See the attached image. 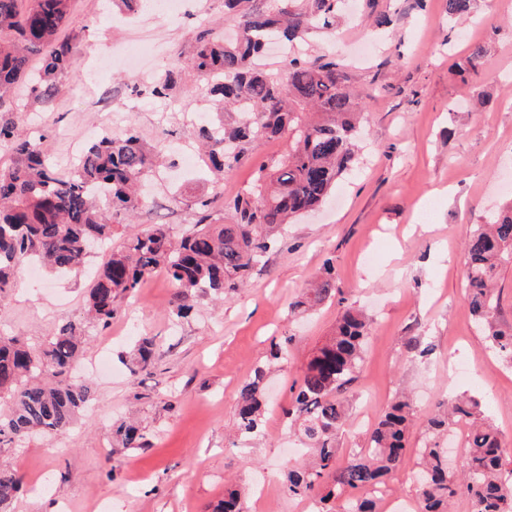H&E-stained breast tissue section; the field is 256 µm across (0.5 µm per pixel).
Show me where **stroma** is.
Returning a JSON list of instances; mask_svg holds the SVG:
<instances>
[{"mask_svg": "<svg viewBox=\"0 0 512 512\" xmlns=\"http://www.w3.org/2000/svg\"><path fill=\"white\" fill-rule=\"evenodd\" d=\"M164 15L158 2L125 25L112 0H72L64 35L78 74L62 77L52 111L25 100L11 118L43 132L41 148L63 174L94 127L117 136L132 122L145 141L165 140L168 152L145 182L136 227L165 224L179 237L192 231L190 204L199 197H215L214 222L229 223L233 199L288 141L250 144L221 178L201 160L182 167L180 150L193 132L186 115L210 109L203 82L184 72L182 89L167 100L144 88L174 52H192L202 26L223 31L224 0H188L174 25ZM383 15L388 25H376ZM311 41L341 66L346 85L371 93L358 164L321 207L285 227L231 298L199 297L188 318L174 319V288L158 272L122 303L109 328L89 329L77 371L91 380L94 399L77 425L0 449V464L23 482L10 512H209L230 482L246 490L244 512H304L302 500L285 493L284 473L312 450L281 408L340 307L331 300L293 318L288 305L327 262L344 297L370 318L361 377L347 393L342 458L367 445L359 413L379 416L401 393L413 398L417 421L411 450L386 483L396 502L416 499L406 474L417 466L436 404L463 393L481 397L512 447V368L475 323L461 264L475 225L512 203V0H473L459 20L449 18L446 0H351L335 32ZM475 44L485 63L473 70L467 60ZM100 262L92 257L64 277L20 273L0 296V332L36 346L80 318ZM142 337L156 344L147 372L133 355ZM275 339L286 341L287 355L269 373L262 429L236 437L239 389ZM414 339L428 347L426 357L411 358ZM463 363L471 374H456ZM132 411L148 447H122L113 433Z\"/></svg>", "mask_w": 512, "mask_h": 512, "instance_id": "1", "label": "stroma"}]
</instances>
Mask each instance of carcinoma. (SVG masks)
Segmentation results:
<instances>
[{
    "mask_svg": "<svg viewBox=\"0 0 512 512\" xmlns=\"http://www.w3.org/2000/svg\"><path fill=\"white\" fill-rule=\"evenodd\" d=\"M0 0V112L16 110V94L26 84L29 95L46 112L60 92L59 78L76 71L72 43L60 38L70 15V0ZM343 0H224V11L240 30L226 42L204 31L192 53L172 58L166 73L150 88L156 98L176 89L182 71L193 70L208 80L215 111L235 112V124L204 122L196 140L214 164L230 170L240 163L246 145L288 136V150L259 171L257 178L233 201L230 224L212 222V199L195 200V227L179 239L158 224L147 231L128 230L143 208L139 181L150 175L162 154L147 147L129 125L124 136L102 135L82 153L77 166L58 173L42 153L39 140L21 135L10 120L0 122V144L14 153L0 167V294L14 285L22 267L32 261L50 273L80 269L95 246L108 247L106 259L92 282L87 320L63 325L37 349L19 336L0 337V399L9 401L0 415V446L32 434L53 437L66 432L93 400L91 383L72 375L84 353L86 322L101 328L112 323L119 303L137 293L145 280L163 271L174 285L169 313L184 318L201 294L224 298L241 287L260 259L277 243L276 234L301 214L321 205L336 182L356 165L360 101L342 85L339 65L300 48L282 59L279 70L265 68L261 56L274 35L283 43L307 44L313 30H331ZM41 56V68L30 67ZM105 188L112 207L97 206L91 187ZM512 263V209L490 215L470 233L463 246L466 299L490 347L512 365V327L496 317L502 266ZM334 268L326 264L313 288L292 303L293 315L336 297ZM369 325L356 304L342 301L336 329L312 354L295 381L296 391L282 407L315 450V461L288 470L284 481L290 497L316 501V512H336V501L348 489L385 483L401 466L408 450L407 433L413 408L398 398L372 428L367 448L340 464L338 435L346 425L343 395L358 377ZM141 368L152 365L153 341L136 342ZM267 366H256L239 391L236 431H260L266 410ZM481 405L473 396L460 397L428 423L441 433L456 419L470 420L465 436L466 468L449 470L438 442L419 449L416 512H449L453 498L467 495L473 512H512V469L497 429L479 418ZM124 448H143L146 435L135 424L115 430ZM21 477L0 471V512L20 490ZM242 493L224 490L212 512H242ZM342 512H377L376 502L347 500Z\"/></svg>",
    "mask_w": 512,
    "mask_h": 512,
    "instance_id": "cac0c4a2",
    "label": "carcinoma"
}]
</instances>
